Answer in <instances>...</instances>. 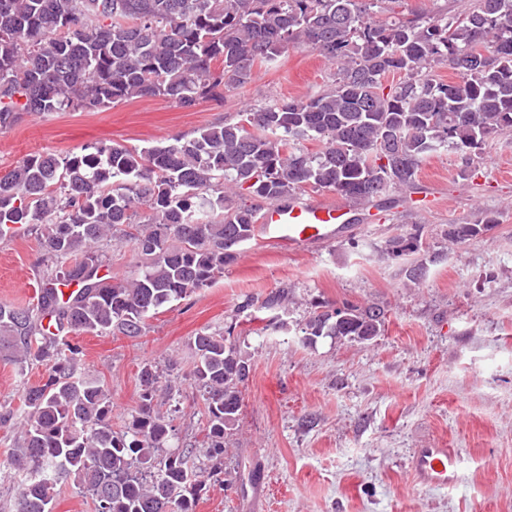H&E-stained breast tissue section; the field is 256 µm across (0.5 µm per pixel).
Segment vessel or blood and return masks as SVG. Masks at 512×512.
Returning a JSON list of instances; mask_svg holds the SVG:
<instances>
[{
	"label": "vessel or blood",
	"instance_id": "1",
	"mask_svg": "<svg viewBox=\"0 0 512 512\" xmlns=\"http://www.w3.org/2000/svg\"><path fill=\"white\" fill-rule=\"evenodd\" d=\"M351 209V202L346 200L291 197L264 209L259 218V237L263 243L288 250L330 243L343 233ZM463 463L461 454L450 448H417L408 468L416 484L447 489L459 483Z\"/></svg>",
	"mask_w": 512,
	"mask_h": 512
}]
</instances>
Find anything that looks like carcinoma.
I'll use <instances>...</instances> for the list:
<instances>
[{
    "instance_id": "cac0c4a2",
    "label": "carcinoma",
    "mask_w": 512,
    "mask_h": 512,
    "mask_svg": "<svg viewBox=\"0 0 512 512\" xmlns=\"http://www.w3.org/2000/svg\"><path fill=\"white\" fill-rule=\"evenodd\" d=\"M386 0H0V130L25 115L103 111L137 98L192 108L222 97L296 48L336 66L333 87L309 99L252 107L236 121L148 148L90 144L79 153L29 155L0 170V228L37 234L47 265L34 300L0 304V357L43 368L18 409L0 414L14 432L8 458L21 475L8 512H53L72 482L95 512H197L224 479V435L242 408L252 363L220 331L190 342V376L204 406L200 446L173 448V418L158 404L156 367L137 375L139 404L112 428L105 384L80 374L70 335L137 337L152 311L209 287L255 236L258 207L298 190H333L363 204L411 188L442 149L470 163L512 133V0H471L447 19L381 17ZM445 64L457 80L445 82ZM390 75L396 84H386ZM311 142L318 150L311 151ZM149 211L147 219L139 209ZM498 223L449 224L463 244ZM133 245L138 273L100 271L108 249ZM419 226L386 241L393 259L420 252ZM76 280L62 300L56 285ZM288 289L245 297L237 314L269 312L284 327ZM387 311L349 302L311 303L301 328L369 343Z\"/></svg>"
}]
</instances>
